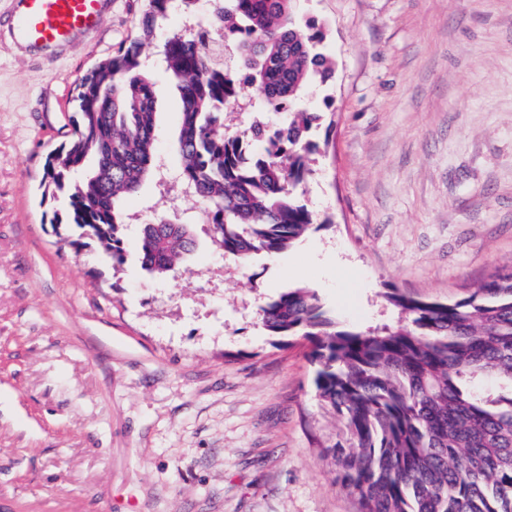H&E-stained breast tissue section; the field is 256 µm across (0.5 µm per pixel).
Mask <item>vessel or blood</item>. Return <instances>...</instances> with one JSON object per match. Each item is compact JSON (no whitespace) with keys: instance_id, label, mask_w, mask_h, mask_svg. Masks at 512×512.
<instances>
[{"instance_id":"b4317fda","label":"vessel or blood","mask_w":512,"mask_h":512,"mask_svg":"<svg viewBox=\"0 0 512 512\" xmlns=\"http://www.w3.org/2000/svg\"><path fill=\"white\" fill-rule=\"evenodd\" d=\"M13 43L52 50L98 30L106 0H12Z\"/></svg>"}]
</instances>
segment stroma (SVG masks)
Segmentation results:
<instances>
[{"instance_id": "1", "label": "stroma", "mask_w": 512, "mask_h": 512, "mask_svg": "<svg viewBox=\"0 0 512 512\" xmlns=\"http://www.w3.org/2000/svg\"><path fill=\"white\" fill-rule=\"evenodd\" d=\"M144 0L37 52L0 41V512H361L327 448L302 346L258 307L308 287L343 324H394L388 289L450 302L512 273V0H298L333 61L302 197L320 226L240 264L193 227L176 277L145 271L141 221L199 203L143 182L124 202L126 260L42 194L81 78L133 37ZM178 99L156 155L174 173ZM81 247H72V240Z\"/></svg>"}]
</instances>
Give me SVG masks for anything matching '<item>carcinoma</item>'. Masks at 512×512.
Instances as JSON below:
<instances>
[{"label":"carcinoma","instance_id":"obj_1","mask_svg":"<svg viewBox=\"0 0 512 512\" xmlns=\"http://www.w3.org/2000/svg\"><path fill=\"white\" fill-rule=\"evenodd\" d=\"M200 0H145L138 35L77 85L68 141L45 163V193L66 198L50 224H74L112 259L126 260L119 201L156 171L155 140L163 88L143 48L176 12ZM293 0H212L209 23L193 36L164 38V76L179 101L177 183L205 203L204 222L224 255L241 263L283 252L313 225L299 197L317 145L319 115L305 87L332 72L302 35ZM255 87L273 123L229 134L224 105L241 82ZM195 245L192 220L159 214L142 225L144 269L169 276ZM385 298L396 325L344 326L308 288H289L260 306L272 336L301 339L315 367L319 404L344 431L330 452L340 485L362 512H512V273L496 274L451 303ZM492 377L493 392L476 389Z\"/></svg>","mask_w":512,"mask_h":512}]
</instances>
